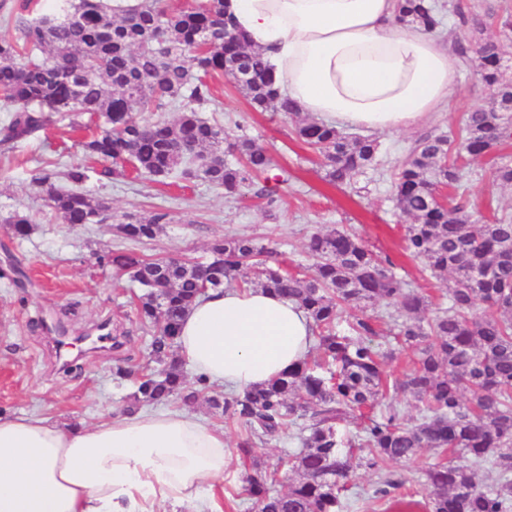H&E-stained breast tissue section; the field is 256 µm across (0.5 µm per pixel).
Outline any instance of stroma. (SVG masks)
<instances>
[{"mask_svg": "<svg viewBox=\"0 0 512 512\" xmlns=\"http://www.w3.org/2000/svg\"><path fill=\"white\" fill-rule=\"evenodd\" d=\"M51 2L0 0V39L19 40V20L33 18ZM457 82L459 94L450 112L406 132L380 134L379 165L341 189L326 181L320 159L297 139L296 117L252 111L231 81L221 75L212 78L213 99L200 115L267 149L272 164L260 181L278 192L271 209L250 188L230 201L223 191L199 180L147 179L131 173L119 180L85 182L84 191L106 201L111 217L103 224L73 227L46 205L30 181V171L46 165L61 170L81 161L78 135L61 122L25 141L0 144V415L39 414L88 426L102 416L124 414L135 377L146 366L152 333L136 317L138 284L97 266V255L108 251L202 261L213 239L250 235L275 249L289 270L309 274L314 261L304 251L306 239L319 229L340 227L389 255L397 273L431 308L446 306L443 282L403 253L405 219L395 206L391 182L416 139L456 127L464 113L490 101L491 89L472 69L460 68ZM471 167L468 191L476 214L486 219L512 214V189L494 183L488 161H472ZM159 210L168 212L169 222L153 240L138 242L119 232L125 217H147ZM16 214L30 220L26 239L13 235L10 219ZM104 330L120 337V349L90 348L88 337ZM119 366L128 370L126 379H115ZM189 411L223 428L233 448L223 477L213 482L221 512H251L250 500L240 493L247 474L254 463L273 465L297 450V439L283 435L256 448L248 461L235 449L239 427L225 423L203 399ZM436 461V454L425 450L414 461L391 464V472L406 484L385 500L370 497L376 473L358 469L348 482L342 512H405L403 499L426 501L424 472Z\"/></svg>", "mask_w": 512, "mask_h": 512, "instance_id": "obj_1", "label": "stroma"}]
</instances>
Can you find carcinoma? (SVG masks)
<instances>
[{"mask_svg": "<svg viewBox=\"0 0 512 512\" xmlns=\"http://www.w3.org/2000/svg\"><path fill=\"white\" fill-rule=\"evenodd\" d=\"M62 13H44L22 25V43L0 40V99L12 106L0 140L21 142L56 118L84 128L85 156L63 172L74 188L62 190L58 173L30 172L48 206L65 224H89L100 201L79 189L90 174L124 178L127 163L141 176L201 180L236 199L252 176L270 165L267 150L248 136L230 135L185 104L211 101L208 78L221 74L238 86L251 107L292 114L260 51L241 31L224 43V0H200L171 12L161 0H141L112 12L110 0H64ZM396 21L434 32L443 16L428 0H398ZM486 23L469 6L456 5L448 32L459 57L479 72L495 93L485 107L463 115L457 130L419 137L396 172L392 189L405 225L403 251L437 277L448 280V309L428 312L425 296L394 271L388 256L354 235L331 229L313 234L307 248L314 272L284 269L274 251L258 239L230 235L208 247V282L163 259L115 251L96 257L101 267L127 274L144 292L137 297L140 322L153 331L149 356L156 368L137 381L129 411L141 403L195 404L209 389L197 378L188 386L176 343L187 309L210 289L231 284L243 268L250 284L297 303L312 324L318 358L303 360L266 386L219 400L211 407L244 427L237 448L251 456L257 443L297 429L301 445L288 458L297 476L277 490L278 470H255L245 491L258 512H340L341 481L360 467L381 470L415 458L422 450L447 456L425 470L430 512H512V216L472 223L465 190L468 162L486 159L494 181L512 188V73L500 63V47L483 40ZM209 31L211 45L193 53L195 36ZM177 103L172 121L141 124L135 107ZM297 138L323 158L329 183L343 188L377 161L379 143L351 136L336 125L306 118ZM168 213L157 211L124 223L123 235L153 239ZM390 311L393 344L381 353L369 308ZM355 310L341 326L342 314ZM410 349L413 367L394 385L385 361ZM394 391L416 415L404 417L380 399ZM360 417L358 433L347 438L340 425ZM490 467L491 487L476 478Z\"/></svg>", "mask_w": 512, "mask_h": 512, "instance_id": "carcinoma-1", "label": "carcinoma"}]
</instances>
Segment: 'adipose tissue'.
Wrapping results in <instances>:
<instances>
[{
	"label": "adipose tissue",
	"mask_w": 512,
	"mask_h": 512,
	"mask_svg": "<svg viewBox=\"0 0 512 512\" xmlns=\"http://www.w3.org/2000/svg\"><path fill=\"white\" fill-rule=\"evenodd\" d=\"M397 0H224L260 48L295 111L337 126L398 131L449 109L459 57L420 26L395 22ZM312 342L295 303L270 291L211 290L187 310L184 363L226 392L270 383ZM224 431L183 410L106 417L87 427L0 416V512H213Z\"/></svg>",
	"instance_id": "1"
}]
</instances>
